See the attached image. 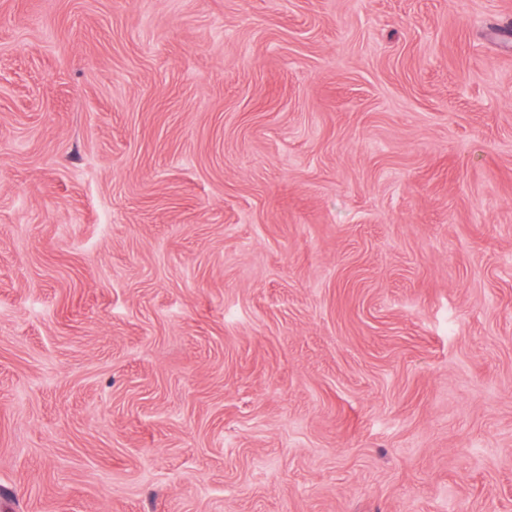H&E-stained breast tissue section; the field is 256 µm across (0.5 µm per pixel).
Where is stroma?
Instances as JSON below:
<instances>
[{"label": "stroma", "instance_id": "stroma-1", "mask_svg": "<svg viewBox=\"0 0 512 512\" xmlns=\"http://www.w3.org/2000/svg\"><path fill=\"white\" fill-rule=\"evenodd\" d=\"M512 0H0L12 512H512Z\"/></svg>", "mask_w": 512, "mask_h": 512}]
</instances>
